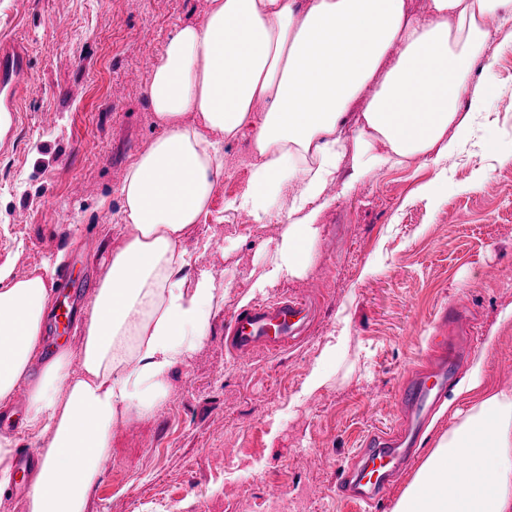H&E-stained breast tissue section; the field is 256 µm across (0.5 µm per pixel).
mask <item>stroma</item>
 Segmentation results:
<instances>
[{
	"label": "stroma",
	"mask_w": 512,
	"mask_h": 512,
	"mask_svg": "<svg viewBox=\"0 0 512 512\" xmlns=\"http://www.w3.org/2000/svg\"><path fill=\"white\" fill-rule=\"evenodd\" d=\"M207 0H0V35L26 52L29 80L13 133L0 139V267L22 276L60 259L88 302L107 253L128 226L124 173L158 136L151 71L174 27L200 20ZM491 72L476 127L445 167L419 159L347 184L350 162L326 188L313 264L260 288L297 185L263 222L231 203L246 189L252 130L224 144L210 206L183 246L193 270L224 288L209 334L177 364L166 403L113 428L109 466L90 512H364L336 480L361 439L395 425L399 389L424 362L437 312L470 313L476 358L512 390V42ZM314 294L316 322L297 344L237 360L224 328L243 297ZM323 386L306 380L330 346Z\"/></svg>",
	"instance_id": "35a3bbf8"
}]
</instances>
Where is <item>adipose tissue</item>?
<instances>
[{
	"mask_svg": "<svg viewBox=\"0 0 512 512\" xmlns=\"http://www.w3.org/2000/svg\"><path fill=\"white\" fill-rule=\"evenodd\" d=\"M511 39L512 0H423L418 12L411 0H209L200 21L175 27L149 84L161 134L123 177L127 241L84 310L78 352L40 358L49 265L21 278L0 269V407L27 386L24 426L43 440L26 512H88L114 423L154 415L175 366L206 339L224 290L208 271L187 275L181 244L210 203L225 141L254 130V170L236 205L256 221L299 184L258 283L300 276L344 156L354 183L453 156L489 118L479 105L493 77L473 82V68ZM481 385L477 375L464 385L473 401L392 512H512V391ZM462 456L472 461L464 472Z\"/></svg>",
	"mask_w": 512,
	"mask_h": 512,
	"instance_id": "ef3b65f1",
	"label": "adipose tissue"
}]
</instances>
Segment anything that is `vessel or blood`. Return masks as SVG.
<instances>
[{
    "label": "vessel or blood",
    "mask_w": 512,
    "mask_h": 512,
    "mask_svg": "<svg viewBox=\"0 0 512 512\" xmlns=\"http://www.w3.org/2000/svg\"><path fill=\"white\" fill-rule=\"evenodd\" d=\"M28 74L24 53L0 41V121L12 124L18 110L17 90ZM313 313L303 298L283 296L254 303L235 314L226 330L234 354L245 357L264 347L278 351L295 341ZM466 339L440 335L431 339V356L417 367L400 391L403 417L399 426L367 436L363 448L341 472V497L356 503L379 501L401 467L416 452L433 410L454 381Z\"/></svg>",
    "instance_id": "b4317fda"
}]
</instances>
